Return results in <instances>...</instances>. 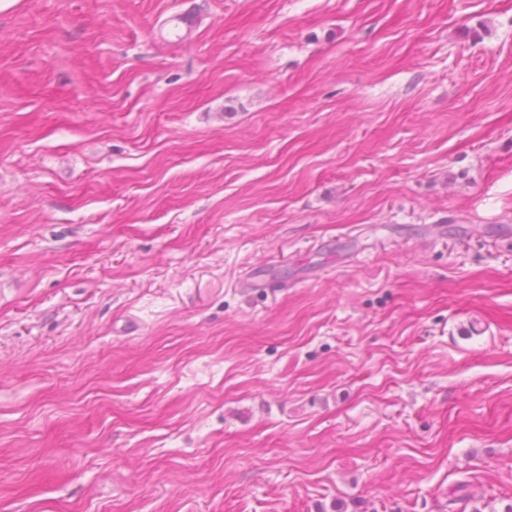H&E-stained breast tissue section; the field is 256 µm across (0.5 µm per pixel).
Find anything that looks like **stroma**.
<instances>
[{
	"label": "stroma",
	"mask_w": 512,
	"mask_h": 512,
	"mask_svg": "<svg viewBox=\"0 0 512 512\" xmlns=\"http://www.w3.org/2000/svg\"><path fill=\"white\" fill-rule=\"evenodd\" d=\"M511 505L512 0L0 10V512Z\"/></svg>",
	"instance_id": "35a3bbf8"
}]
</instances>
